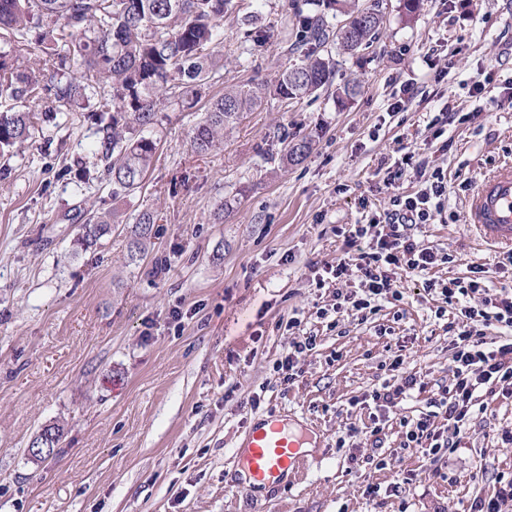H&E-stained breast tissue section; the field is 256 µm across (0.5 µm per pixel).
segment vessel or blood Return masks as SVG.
I'll use <instances>...</instances> for the list:
<instances>
[{
  "instance_id": "obj_1",
  "label": "vessel or blood",
  "mask_w": 512,
  "mask_h": 512,
  "mask_svg": "<svg viewBox=\"0 0 512 512\" xmlns=\"http://www.w3.org/2000/svg\"><path fill=\"white\" fill-rule=\"evenodd\" d=\"M469 221L485 241L512 247V165L498 168L475 190ZM246 446L243 464L232 469L231 484L250 492L278 487L287 476L300 478L309 464L299 442L274 417L254 420Z\"/></svg>"
}]
</instances>
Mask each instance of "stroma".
Here are the masks:
<instances>
[{
	"label": "stroma",
	"instance_id": "obj_1",
	"mask_svg": "<svg viewBox=\"0 0 512 512\" xmlns=\"http://www.w3.org/2000/svg\"><path fill=\"white\" fill-rule=\"evenodd\" d=\"M358 4L379 6L383 28L370 48L336 53L332 87L290 105L265 98L204 155L190 146L203 106L165 108L159 150L125 201L59 174L95 169L93 125L61 113L14 151L0 175V512H470L495 497L498 475L512 472V398L488 401L435 466L400 447V421L426 411L425 396L391 409L382 447L360 433L370 422L362 398L394 358L431 386L452 376L446 323L420 277L400 273V306L365 322L340 314L335 330L317 312L332 308L337 285L317 282L344 255L337 229L389 208L379 171L406 146L448 172L443 220L418 234L456 258L435 277L482 265L490 287L512 290V275L494 270L499 249L466 220L476 186L512 164V0H423L413 16L403 0ZM250 11L267 36L244 54ZM309 12L306 0H231L224 77L209 95L274 83L296 61L292 33ZM353 81L359 93L338 99ZM406 87L413 101L390 111ZM446 106L476 118L448 125L445 150L429 124ZM285 134L311 139L302 164H281ZM147 207L160 219L134 258L128 223ZM111 209V234L82 245L86 217ZM292 317L316 346L289 383L276 366ZM272 415L317 426L310 468L268 493L229 486L248 428ZM50 423L64 428L60 451L33 459L29 443ZM394 483L397 495L367 494Z\"/></svg>",
	"mask_w": 512,
	"mask_h": 512
}]
</instances>
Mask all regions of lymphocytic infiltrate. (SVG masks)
<instances>
[{
    "label": "lymphocytic infiltrate",
    "instance_id": "f902f5d3",
    "mask_svg": "<svg viewBox=\"0 0 512 512\" xmlns=\"http://www.w3.org/2000/svg\"><path fill=\"white\" fill-rule=\"evenodd\" d=\"M409 172L420 182L417 192L393 196L383 220L354 224L345 231V256L330 272L339 282L356 275L359 284L337 291L333 310L364 322L380 311L382 303H400L403 295L397 288V275L402 271L422 276L423 290L438 297L436 317H444L447 307H458L459 318L448 324L452 378L429 397L428 413L403 423V448L421 449L437 462L457 450L454 434L469 425L476 405L498 394L512 395V292L489 287L488 272L481 266L471 268L463 278H431L434 268L453 263L454 258L418 241L415 233L420 225L441 217L448 196V173L429 167L419 153L409 150L400 162L385 169L383 182L396 186ZM492 324L510 331L494 348L482 339L484 327ZM400 366V360H393L388 366L389 379L368 395L376 413L364 434L376 444L391 408L426 388L416 376L401 374Z\"/></svg>",
    "mask_w": 512,
    "mask_h": 512
}]
</instances>
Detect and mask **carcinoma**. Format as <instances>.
<instances>
[{
    "instance_id": "1",
    "label": "carcinoma",
    "mask_w": 512,
    "mask_h": 512,
    "mask_svg": "<svg viewBox=\"0 0 512 512\" xmlns=\"http://www.w3.org/2000/svg\"><path fill=\"white\" fill-rule=\"evenodd\" d=\"M230 0H0V38L10 50L0 51V101L41 103L45 112L65 110L72 122L97 127L95 154L101 170L68 166L80 182L94 178L112 186V199L134 195L158 149L154 128L159 112L177 105L195 107L205 87L223 77L221 21ZM314 12L300 21L294 41L299 62L287 68L273 87L229 86L208 100L192 130L190 146L206 153L222 141L224 130L243 112H250L272 94L283 103L310 96L330 85L335 49L354 53L374 42L382 24L378 10L352 9L342 0H309ZM341 9L354 18L350 37L338 34L320 8ZM246 41L265 37L258 12L244 18ZM42 56L33 61L31 44ZM98 107L78 111V100L100 86ZM41 120L38 112H20L7 105L0 111V156L23 144ZM280 161H304L308 140L283 137ZM158 221L156 211L135 214L131 248L142 251ZM112 229L108 213L88 217L81 242L96 245Z\"/></svg>"
}]
</instances>
